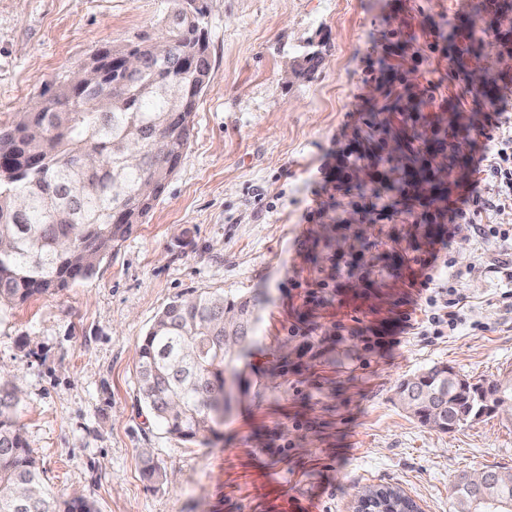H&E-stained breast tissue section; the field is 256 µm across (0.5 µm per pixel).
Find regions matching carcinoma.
Masks as SVG:
<instances>
[{
    "label": "carcinoma",
    "mask_w": 512,
    "mask_h": 512,
    "mask_svg": "<svg viewBox=\"0 0 512 512\" xmlns=\"http://www.w3.org/2000/svg\"><path fill=\"white\" fill-rule=\"evenodd\" d=\"M204 0H176L162 38L165 57L150 41L112 49L136 55L137 74L112 69L107 86L80 95L60 87L45 111L26 110L0 130V303L20 305L56 294L90 277L120 241L143 222L165 192L190 144L198 98L209 82ZM258 299L198 293L171 301L138 350L139 401L164 431L196 442L226 414L245 382L235 363L253 340ZM415 388L443 396L468 418L465 379L448 382L433 366ZM19 387L0 379V512H95L81 496L48 491L16 407Z\"/></svg>",
    "instance_id": "obj_1"
}]
</instances>
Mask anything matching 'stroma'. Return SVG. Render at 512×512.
Listing matches in <instances>:
<instances>
[{
    "label": "stroma",
    "mask_w": 512,
    "mask_h": 512,
    "mask_svg": "<svg viewBox=\"0 0 512 512\" xmlns=\"http://www.w3.org/2000/svg\"><path fill=\"white\" fill-rule=\"evenodd\" d=\"M210 81L190 145L145 223L89 278L0 306V369L22 381L19 417L45 483L97 512H353L368 486L398 487L422 512H454L457 476L512 470V420L492 414L450 432L400 404L406 378L447 365L472 381L512 378V298L494 262L504 242L456 234L433 270L459 288L463 320L439 338L399 330L421 299L416 256L446 218L368 224L373 169L348 193L319 192L344 154L372 143L383 171L418 169L435 129L459 146L432 164L420 194L457 197L471 178L490 97L512 117V51L493 23L512 0H205ZM171 0H0V129L53 93L96 50L156 38ZM474 26L481 58L406 55L387 84L367 81L373 45L422 44ZM318 54L314 73L303 58ZM467 74L451 81L449 64ZM441 99L401 130L394 111ZM375 114L374 128L359 119ZM314 218L303 221L306 211ZM200 292L260 295L247 381L204 442L168 436L138 400L141 339L172 300ZM398 337L391 351L369 336ZM154 465L160 479L147 478Z\"/></svg>",
    "instance_id": "obj_1"
}]
</instances>
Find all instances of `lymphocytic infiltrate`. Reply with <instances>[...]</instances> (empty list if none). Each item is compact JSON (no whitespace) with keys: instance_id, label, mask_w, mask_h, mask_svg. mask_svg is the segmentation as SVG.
I'll return each instance as SVG.
<instances>
[{"instance_id":"1","label":"lymphocytic infiltrate","mask_w":512,"mask_h":512,"mask_svg":"<svg viewBox=\"0 0 512 512\" xmlns=\"http://www.w3.org/2000/svg\"><path fill=\"white\" fill-rule=\"evenodd\" d=\"M500 115L501 109L497 106L486 112L479 131L483 142L480 154L473 163V177L456 199L442 201L436 197H422L416 182L405 177L393 179L382 172L375 177L377 183L394 191L397 198L389 201L376 197L366 208L370 223L390 221L401 214H409L423 221L433 220L438 214L449 218L447 236L438 239L436 246L415 259L416 264L425 271L424 278L419 282L420 290L426 294L425 307L420 312L411 311L402 315L408 327H423L425 335L439 336L444 330H456L462 321V295L459 289L451 288L444 292L435 288L430 273L441 249L447 247L449 238L465 230L481 243L512 239V230L503 229L492 220L498 211L512 208V125H504ZM490 181L499 184L497 196H486L481 192L482 184Z\"/></svg>"}]
</instances>
